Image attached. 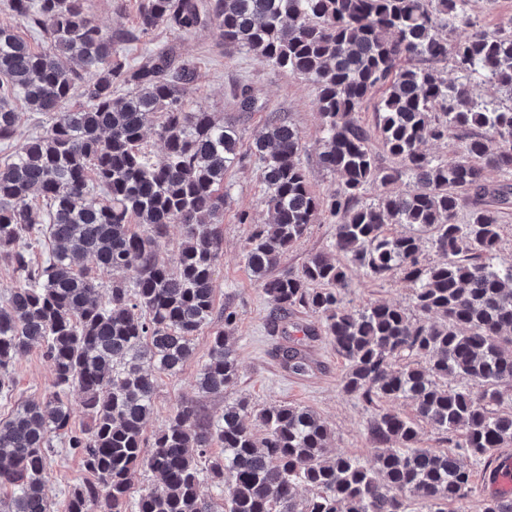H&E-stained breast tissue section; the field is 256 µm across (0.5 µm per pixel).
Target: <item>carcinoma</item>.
<instances>
[{
    "mask_svg": "<svg viewBox=\"0 0 512 512\" xmlns=\"http://www.w3.org/2000/svg\"><path fill=\"white\" fill-rule=\"evenodd\" d=\"M467 0H139L138 28L189 31L208 23L227 45L246 49L304 79L317 91L323 167L342 176L321 196L301 166L299 133L277 112L253 140L272 213L255 224L244 258L264 292L286 312L303 308L346 362L344 388L367 403L408 401L410 416L384 409L369 422L374 443L360 461L326 460L328 427L289 405L246 424L248 402L212 417L183 402L151 443L143 437L157 380L195 354V336L212 324L213 269L222 256L221 224L230 186L224 172L243 155L236 128L186 99L196 80L190 60L156 52L125 65L114 37L86 12L85 0H10L46 47L35 50L0 26V144L15 150L0 164V258L16 284L0 303V395L13 390L15 357L39 345L54 371V391L0 419V512H53L44 495L53 437L81 457L92 480L68 489L60 512H125L131 475L155 474L137 512H408L419 499L445 512L472 492L471 471L454 454L422 447L426 430L477 462L512 444V261L497 251L498 211L476 209L457 221L469 191L485 189V170L512 171V107L479 103L468 83H450L428 63L448 55L464 78L480 74L512 97V33L473 29ZM460 34L449 42L442 32ZM128 88L113 97L115 86ZM381 92L371 128L357 122ZM240 112L257 110L248 85L232 91ZM47 115V129L24 142L14 102ZM461 134L452 160L422 146ZM164 146L155 162L147 133ZM378 141L399 166L382 168ZM404 192L386 190L403 178ZM385 188L369 204L367 187ZM103 192L102 200L98 192ZM336 219L334 248L372 279L399 271L421 318L405 308L344 302L348 265L323 254L294 273L281 258L321 215ZM171 224L184 242L170 263L158 250ZM444 257L420 259L419 236ZM47 243L43 262L34 248ZM116 275L102 298L86 258ZM295 373L307 368L293 346L280 349ZM465 381L448 385V377ZM238 369L224 331L211 332L197 382L224 394ZM80 393L78 404L68 394ZM88 420L72 428L75 412ZM219 445L224 454L213 456ZM195 453H190V449ZM311 490L306 499L298 488ZM218 490L216 506L209 488ZM483 512H512V498L485 500Z\"/></svg>",
    "mask_w": 512,
    "mask_h": 512,
    "instance_id": "obj_1",
    "label": "carcinoma"
}]
</instances>
